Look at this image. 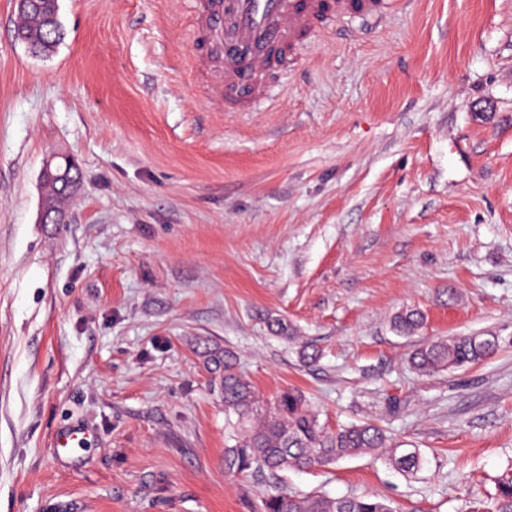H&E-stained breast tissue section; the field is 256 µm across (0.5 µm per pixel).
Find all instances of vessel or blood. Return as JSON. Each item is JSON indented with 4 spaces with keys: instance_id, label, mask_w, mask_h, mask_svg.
<instances>
[{
    "instance_id": "b4317fda",
    "label": "vessel or blood",
    "mask_w": 512,
    "mask_h": 512,
    "mask_svg": "<svg viewBox=\"0 0 512 512\" xmlns=\"http://www.w3.org/2000/svg\"><path fill=\"white\" fill-rule=\"evenodd\" d=\"M195 27L217 56L204 59L210 100L243 112L265 99L280 64L277 54L295 49L326 12H358L381 20L410 0H194Z\"/></svg>"
}]
</instances>
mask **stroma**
<instances>
[{
    "label": "stroma",
    "instance_id": "35a3bbf8",
    "mask_svg": "<svg viewBox=\"0 0 512 512\" xmlns=\"http://www.w3.org/2000/svg\"><path fill=\"white\" fill-rule=\"evenodd\" d=\"M59 5L65 39L35 58L0 0V512H257L274 480L224 472L209 348L427 459L290 471L294 491L491 512L512 465V0L325 16L251 112L203 99L188 0ZM54 154L83 180L45 224ZM482 332L500 347L476 365L407 363ZM70 427L87 441L56 449ZM423 314L415 309L398 311L392 320L393 329L401 336H412L423 324Z\"/></svg>",
    "mask_w": 512,
    "mask_h": 512
}]
</instances>
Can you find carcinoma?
<instances>
[{
	"mask_svg": "<svg viewBox=\"0 0 512 512\" xmlns=\"http://www.w3.org/2000/svg\"><path fill=\"white\" fill-rule=\"evenodd\" d=\"M15 32L17 38L33 44L37 55H52L64 35L58 0H34L30 8L18 10ZM82 178V170L74 166L67 181L44 183V202L64 211ZM422 324L423 314L415 309L400 310L392 320L393 329L407 337ZM499 346V337L491 334L451 336L415 347L408 363L416 373L430 375L475 365ZM206 365L219 379L229 426L224 471L232 475L266 472L278 480L262 495L260 512H396L389 500L378 496L296 493L280 474L367 454L384 458L406 476L417 475L425 465L420 449L401 447L373 422L328 428L294 387L280 390L269 401L260 400L252 383L237 370V357L227 349L207 352ZM492 512H512V468L496 480Z\"/></svg>",
	"mask_w": 512,
	"mask_h": 512,
	"instance_id": "cac0c4a2",
	"label": "carcinoma"
}]
</instances>
